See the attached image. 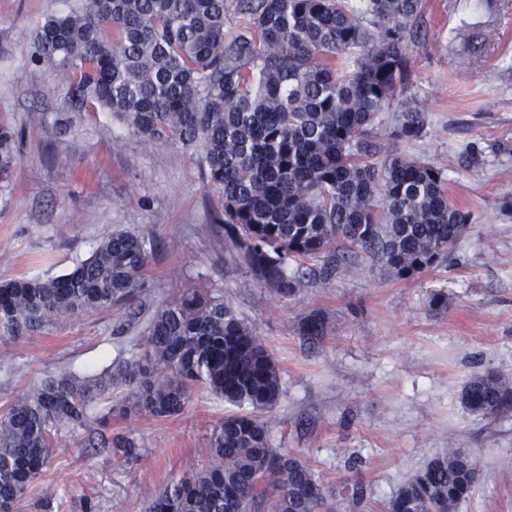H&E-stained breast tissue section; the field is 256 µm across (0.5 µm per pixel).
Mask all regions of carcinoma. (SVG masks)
Segmentation results:
<instances>
[{"mask_svg": "<svg viewBox=\"0 0 512 512\" xmlns=\"http://www.w3.org/2000/svg\"><path fill=\"white\" fill-rule=\"evenodd\" d=\"M232 9L245 21L228 33ZM422 11L423 0H75L41 26L37 59L71 79L73 107L110 113L143 151L172 142L198 154L224 200L214 226L250 274L241 287L284 301L306 287L293 263L313 262L326 288L360 261L406 280L444 261L468 223L445 168L401 147L427 128L406 52ZM387 108L382 143L373 127ZM19 139L0 127V175ZM156 248L122 230L68 273L0 281V338L112 308L135 322ZM329 332L321 310L300 320L310 345ZM197 387L238 412L213 429L205 468L171 479L148 512H336L333 501L360 500L358 484L326 485L299 452L272 447L263 416L283 393L275 359L221 290L186 288L152 306L129 355L92 376L46 374L0 416V509L12 512L68 433L107 428L115 413L179 415ZM461 403L494 416L512 407V387L477 372ZM476 479L472 456L443 449L388 512H455Z\"/></svg>", "mask_w": 512, "mask_h": 512, "instance_id": "cac0c4a2", "label": "carcinoma"}]
</instances>
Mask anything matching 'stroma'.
<instances>
[{
	"mask_svg": "<svg viewBox=\"0 0 512 512\" xmlns=\"http://www.w3.org/2000/svg\"><path fill=\"white\" fill-rule=\"evenodd\" d=\"M66 0H0V126L20 132L11 180L0 185V280L57 276L120 228L155 240L146 271L154 301L219 287L275 358L283 394L265 419L277 448L299 451L322 480L361 482L339 512H386L398 489L444 448H463L478 477L457 512H512V409L484 419L460 402L469 378L512 374V0H425L409 44V93L428 118L408 143L445 168L448 195L469 221L448 260L400 280L364 264L330 288L313 283L284 304L247 274L211 222L222 198L198 158L176 144L112 150L118 121L82 112L58 135L71 83L34 62L45 18ZM473 28L471 43L456 40ZM448 312L435 314V292ZM325 311L330 336L303 344L300 318ZM124 310L92 311L21 340L0 339V415L48 371L91 374L128 348ZM223 400L195 392L176 417H115L109 436L133 437L135 458L100 447L93 428L67 435L14 512H146L173 477L200 468ZM53 486L45 497L43 486Z\"/></svg>",
	"mask_w": 512,
	"mask_h": 512,
	"instance_id": "stroma-1",
	"label": "stroma"
}]
</instances>
